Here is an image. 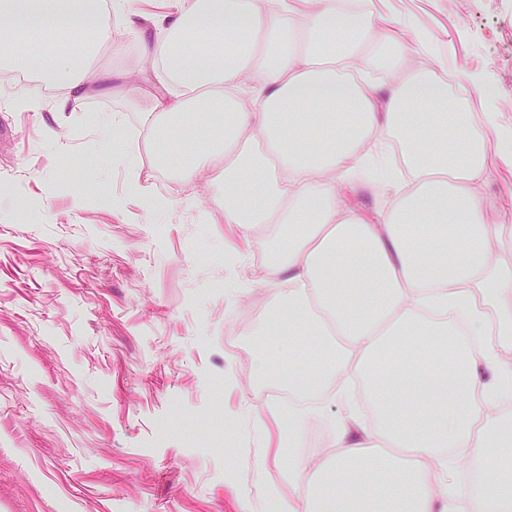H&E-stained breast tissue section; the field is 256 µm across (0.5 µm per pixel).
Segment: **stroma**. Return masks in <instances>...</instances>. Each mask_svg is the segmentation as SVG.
Returning <instances> with one entry per match:
<instances>
[{
	"mask_svg": "<svg viewBox=\"0 0 512 512\" xmlns=\"http://www.w3.org/2000/svg\"><path fill=\"white\" fill-rule=\"evenodd\" d=\"M473 115L512 152V0H389ZM0 63V512H267L287 467L253 381L276 290L263 225L224 221L218 186L157 172L148 215L96 120L148 101L91 91L72 112L15 109ZM244 292L228 288L233 277Z\"/></svg>",
	"mask_w": 512,
	"mask_h": 512,
	"instance_id": "obj_1",
	"label": "stroma"
}]
</instances>
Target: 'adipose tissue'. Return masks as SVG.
Returning a JSON list of instances; mask_svg holds the SVG:
<instances>
[{
	"instance_id": "obj_1",
	"label": "adipose tissue",
	"mask_w": 512,
	"mask_h": 512,
	"mask_svg": "<svg viewBox=\"0 0 512 512\" xmlns=\"http://www.w3.org/2000/svg\"><path fill=\"white\" fill-rule=\"evenodd\" d=\"M109 10L144 47L143 78L165 76L126 87L150 98L142 145L113 155L128 191L169 212L151 184L163 164L223 187L225 223L282 244L276 322L329 355L283 371L257 354L259 380L290 395L266 405L289 447L326 392L341 408L333 453L314 468L289 457L272 512H512V478L488 480L512 429V224L491 223L497 202L481 193L496 117L461 119L436 62L413 67L391 21L348 0H0V58L63 88L57 111L77 109ZM357 56L396 81L355 77ZM190 127L200 138L176 147ZM391 133L404 136L398 169ZM363 164L393 197L370 217L339 201ZM465 461L479 470L461 497Z\"/></svg>"
}]
</instances>
